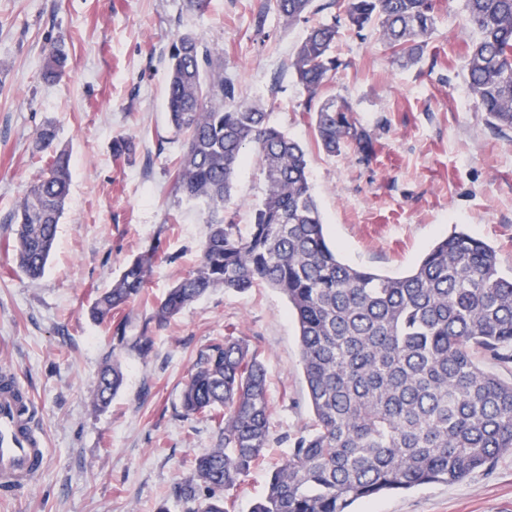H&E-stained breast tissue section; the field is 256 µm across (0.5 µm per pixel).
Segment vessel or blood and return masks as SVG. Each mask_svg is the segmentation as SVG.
I'll list each match as a JSON object with an SVG mask.
<instances>
[{
  "label": "vessel or blood",
  "mask_w": 512,
  "mask_h": 512,
  "mask_svg": "<svg viewBox=\"0 0 512 512\" xmlns=\"http://www.w3.org/2000/svg\"><path fill=\"white\" fill-rule=\"evenodd\" d=\"M33 401L13 373L0 371V490L27 487L44 461L45 441L32 423Z\"/></svg>",
  "instance_id": "1"
}]
</instances>
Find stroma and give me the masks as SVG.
Instances as JSON below:
<instances>
[{
    "label": "stroma",
    "instance_id": "stroma-1",
    "mask_svg": "<svg viewBox=\"0 0 512 512\" xmlns=\"http://www.w3.org/2000/svg\"><path fill=\"white\" fill-rule=\"evenodd\" d=\"M437 24L421 60L393 63L375 32L341 31L343 65L330 87L378 137L370 163L351 151L329 156L313 140L291 69L310 25L331 21L314 0L288 26L269 0H0V369L14 371L36 407L46 443L26 488L0 492V512H183L174 486L191 459L214 447L210 419L185 415L180 396L196 352L217 336L249 341L265 362L273 441L233 491L229 512H248L288 457L289 435L312 415L297 325L277 290H212L154 332L147 356L118 347L86 311L124 265L154 244L164 251L143 296L125 309L131 332L156 301L195 267L207 226L200 206L173 190L181 139L168 123L165 53L192 31L224 60L241 98L272 108V120L307 150L312 194L341 257L398 276L440 237L466 229L490 243L512 275V137L494 132L463 72L472 33L462 0H437ZM263 28H256L257 16ZM63 40L66 76L44 82V51ZM73 158L70 196L45 271L16 267L8 224L49 160L34 141L44 123ZM128 137L135 152L113 153ZM262 196L258 161L235 172L231 204L240 227ZM119 357L125 375L108 409L90 397L102 366ZM358 512H512V455L452 484H427L363 502Z\"/></svg>",
    "mask_w": 512,
    "mask_h": 512
}]
</instances>
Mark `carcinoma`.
<instances>
[{"mask_svg": "<svg viewBox=\"0 0 512 512\" xmlns=\"http://www.w3.org/2000/svg\"><path fill=\"white\" fill-rule=\"evenodd\" d=\"M312 0H272L291 25ZM332 21L312 27L293 74L306 93L302 112L317 146L351 149L370 161L377 138L335 95L319 99L341 66L332 53L339 29L358 36L374 22L394 60L414 64L435 29V0H332ZM474 33L464 59L468 90L497 133H512V0H464ZM166 108L183 138L175 190L205 206L207 234L196 269L156 304L162 328L213 288L244 292L260 284L288 301L313 414L309 428L285 436L287 461L270 475L250 512H354L358 503L423 484L460 481L512 455V377L490 371L512 363V277L489 243L455 230L406 274L389 276L343 262L327 241L303 146L241 99L207 42L178 35L168 50ZM68 56L49 47L45 80L61 77ZM43 127L35 148L50 152L10 216L19 270L39 278L53 252L69 195L71 154ZM253 149L264 195L243 232L229 206L232 176ZM160 245L128 262L88 315L112 327L122 347L146 356L147 329L127 335L115 315L146 287ZM124 380L117 357L105 366L92 405L105 410ZM186 415L218 418L215 447L196 456L175 487L184 512H228V492L248 475L272 439L267 370L257 350L235 336L213 338L191 365L181 396Z\"/></svg>", "mask_w": 512, "mask_h": 512, "instance_id": "1", "label": "carcinoma"}]
</instances>
